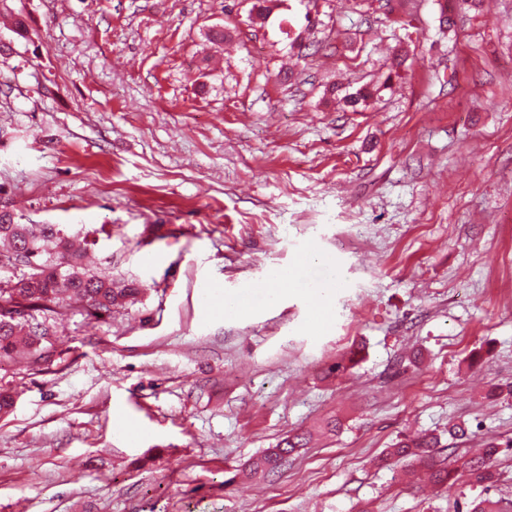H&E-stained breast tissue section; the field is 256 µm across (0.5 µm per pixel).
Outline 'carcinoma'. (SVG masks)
<instances>
[{"label": "carcinoma", "mask_w": 512, "mask_h": 512, "mask_svg": "<svg viewBox=\"0 0 512 512\" xmlns=\"http://www.w3.org/2000/svg\"><path fill=\"white\" fill-rule=\"evenodd\" d=\"M392 75L346 95L351 107L373 97L379 87L388 85ZM86 237L81 233H66L56 224H16L11 214L0 210V260L17 262L25 271L16 277L19 288H0V360L23 359L28 365L51 361L54 350L51 336L57 323L49 322L53 315L73 303L81 304L89 321L112 316V310L137 300L141 289L120 284L110 276L88 272L84 266ZM22 304L28 316L15 319L4 306ZM440 438L425 434L417 439L400 440L389 450L384 461L408 460L426 471L438 485L448 480L466 477L470 482L489 490L494 483L493 463L499 454V444L491 441L484 452L464 463L463 469L444 464L435 455ZM307 445L304 434L289 435L274 448L253 459L251 467L274 472L288 457ZM467 512H505L502 501L490 495L470 502Z\"/></svg>", "instance_id": "1"}]
</instances>
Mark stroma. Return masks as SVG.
Returning <instances> with one entry per match:
<instances>
[{
  "label": "stroma",
  "mask_w": 512,
  "mask_h": 512,
  "mask_svg": "<svg viewBox=\"0 0 512 512\" xmlns=\"http://www.w3.org/2000/svg\"><path fill=\"white\" fill-rule=\"evenodd\" d=\"M254 2L0 0V205L143 290L64 310L51 364L0 363V512H457L480 486L377 464L456 422L459 456L500 443L512 501V0L448 26L445 0H277L262 25ZM310 250L276 305L203 297ZM311 281L336 286L322 330ZM220 287L211 288L210 290H219V295L214 296L210 299V303L213 305L212 309L219 314H223L224 317L228 316H241L249 312L250 307L240 301L237 295L222 294ZM306 445L307 441L303 433L289 435L282 439L276 448H269L254 458L251 467L256 470L277 471L288 460V457L292 456L300 448H305Z\"/></svg>",
  "instance_id": "1"
}]
</instances>
